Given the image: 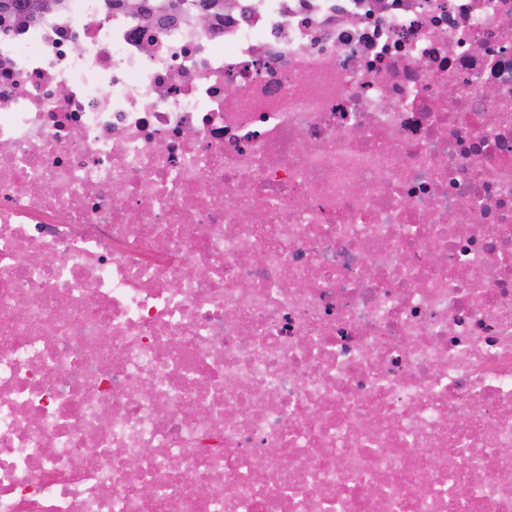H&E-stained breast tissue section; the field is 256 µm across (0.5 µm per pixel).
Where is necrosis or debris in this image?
Listing matches in <instances>:
<instances>
[{
  "label": "necrosis or debris",
  "mask_w": 512,
  "mask_h": 512,
  "mask_svg": "<svg viewBox=\"0 0 512 512\" xmlns=\"http://www.w3.org/2000/svg\"><path fill=\"white\" fill-rule=\"evenodd\" d=\"M0 512H512V0L0 20Z\"/></svg>",
  "instance_id": "4bbe7bcc"
}]
</instances>
